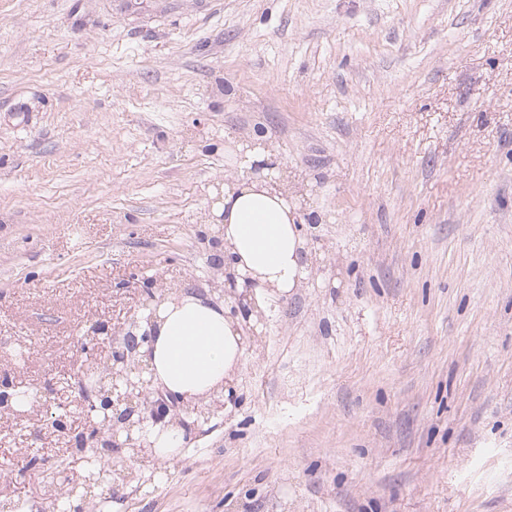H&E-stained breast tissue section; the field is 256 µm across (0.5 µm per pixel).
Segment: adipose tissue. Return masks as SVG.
<instances>
[{"label":"adipose tissue","instance_id":"obj_1","mask_svg":"<svg viewBox=\"0 0 512 512\" xmlns=\"http://www.w3.org/2000/svg\"><path fill=\"white\" fill-rule=\"evenodd\" d=\"M238 177L226 181L213 209L224 242V268L235 294L264 307L304 287L311 262L301 233L299 195L277 176L278 159L264 142L235 147ZM243 316H231L216 294L183 287L165 294L138 351L153 388L189 404L230 393L247 355ZM187 431L172 417L147 424L143 457H181Z\"/></svg>","mask_w":512,"mask_h":512}]
</instances>
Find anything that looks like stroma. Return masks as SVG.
Masks as SVG:
<instances>
[{
  "instance_id": "stroma-1",
  "label": "stroma",
  "mask_w": 512,
  "mask_h": 512,
  "mask_svg": "<svg viewBox=\"0 0 512 512\" xmlns=\"http://www.w3.org/2000/svg\"><path fill=\"white\" fill-rule=\"evenodd\" d=\"M244 135L317 264L180 460L113 449L111 512H512V0H0V512L103 447L149 287L208 289Z\"/></svg>"
}]
</instances>
